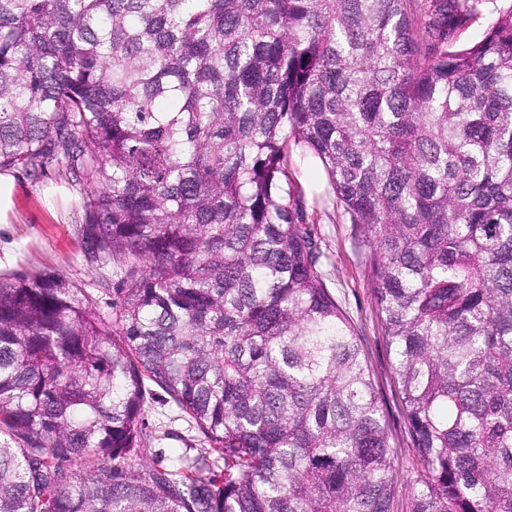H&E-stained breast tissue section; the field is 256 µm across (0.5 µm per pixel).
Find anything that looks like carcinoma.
Listing matches in <instances>:
<instances>
[{"instance_id": "1", "label": "carcinoma", "mask_w": 512, "mask_h": 512, "mask_svg": "<svg viewBox=\"0 0 512 512\" xmlns=\"http://www.w3.org/2000/svg\"><path fill=\"white\" fill-rule=\"evenodd\" d=\"M0 0V169L92 185L0 275V512H391L392 454L293 152L362 233L412 512H512V0ZM208 447L144 463L145 382ZM502 2L499 0H483L477 3V16L475 17L471 27L466 30L460 37L458 46L467 47L471 43L479 41L488 27L497 17V9ZM14 172H0V273L10 272H56L65 276L80 288L91 292L98 301L101 313H110L112 292H101L102 279L116 281L110 267L98 269L88 265L84 259L83 226L85 224V202L89 186L82 174H66L56 162L47 164L43 174L34 179L20 168ZM17 180L20 190L17 195ZM53 182L66 187L72 198L62 205L51 202L55 211L50 212L46 201L59 197L67 201L65 189L48 186L42 197V185ZM16 198L18 218L16 224ZM2 226H8L3 229Z\"/></svg>"}]
</instances>
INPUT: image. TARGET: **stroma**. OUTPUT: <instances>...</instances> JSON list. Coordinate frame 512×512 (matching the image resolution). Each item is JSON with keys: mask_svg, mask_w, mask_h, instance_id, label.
<instances>
[{"mask_svg": "<svg viewBox=\"0 0 512 512\" xmlns=\"http://www.w3.org/2000/svg\"><path fill=\"white\" fill-rule=\"evenodd\" d=\"M294 176L309 202V219L318 230L325 255L327 286L349 318L362 350L386 420L393 451L392 512H411L412 439L394 370L395 355L382 329L373 295L372 273L360 245L361 234L342 207L328 196L319 161L310 152L294 154ZM16 223L0 229V273L56 272L78 287L95 294L100 312H108L111 292L100 289L111 279V268L98 269L84 259L83 226L89 186L79 175L65 173L56 163L47 164L39 178L20 175ZM66 187L67 203L48 205L39 195L42 185ZM143 442L148 465L166 469L178 456L205 445L195 424L184 418L164 392L147 396L142 410Z\"/></svg>", "mask_w": 512, "mask_h": 512, "instance_id": "35a3bbf8", "label": "stroma"}]
</instances>
